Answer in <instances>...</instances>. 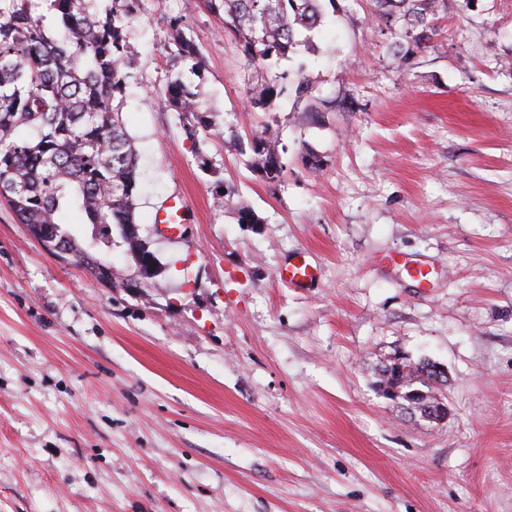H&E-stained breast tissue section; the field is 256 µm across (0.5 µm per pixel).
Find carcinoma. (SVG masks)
<instances>
[{
    "instance_id": "cac0c4a2",
    "label": "carcinoma",
    "mask_w": 512,
    "mask_h": 512,
    "mask_svg": "<svg viewBox=\"0 0 512 512\" xmlns=\"http://www.w3.org/2000/svg\"><path fill=\"white\" fill-rule=\"evenodd\" d=\"M55 25L34 15L31 0H0V198L21 224L56 229L68 252L100 283H124L130 276L115 270L112 229L119 246L131 253L149 242L127 240L124 227L137 223L140 172L138 156L115 101L125 94L129 66L125 20L139 0H112L104 13L96 0H46ZM375 14L394 35L393 53L406 57L410 48L430 40L445 0H369ZM216 17L249 61L266 66L252 83L246 101L252 110L275 111L289 74L277 68L290 55L313 51L312 32L336 0H187ZM171 37L179 52L196 55L177 23ZM165 103L181 113L185 133L197 137L207 128L198 94L180 80L164 92ZM249 165L266 181L284 175L280 140L272 127L248 141ZM72 212L79 224L102 228L99 241H87L57 223ZM428 363L394 361L380 366L377 386L400 392L412 414H425L437 402L447 376Z\"/></svg>"
}]
</instances>
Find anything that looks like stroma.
I'll use <instances>...</instances> for the list:
<instances>
[{
  "label": "stroma",
  "mask_w": 512,
  "mask_h": 512,
  "mask_svg": "<svg viewBox=\"0 0 512 512\" xmlns=\"http://www.w3.org/2000/svg\"><path fill=\"white\" fill-rule=\"evenodd\" d=\"M126 31L159 274L105 286L0 200V512H512V0H447L404 58L337 0L271 113L246 106L263 65L205 10L140 0ZM301 77L328 110L305 112ZM175 80L197 139L162 100ZM268 124L272 183L240 150ZM172 195L192 214L174 242L152 223ZM302 249L318 279L287 286ZM398 356L444 369L447 420L382 396ZM165 103L180 112L185 120V133L192 138L197 137L200 128L205 129L206 123L200 116L201 106L199 105L198 94L194 89L182 81H172L164 92Z\"/></svg>",
  "instance_id": "obj_1"
}]
</instances>
